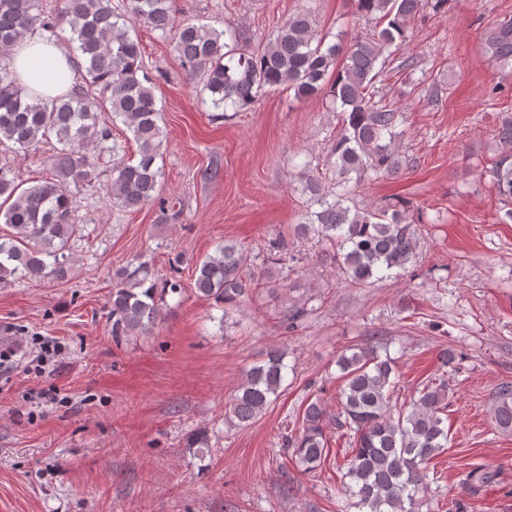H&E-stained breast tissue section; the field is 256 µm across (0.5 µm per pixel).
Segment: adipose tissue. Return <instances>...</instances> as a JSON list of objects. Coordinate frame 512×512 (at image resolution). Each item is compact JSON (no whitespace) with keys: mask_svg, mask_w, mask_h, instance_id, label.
<instances>
[{"mask_svg":"<svg viewBox=\"0 0 512 512\" xmlns=\"http://www.w3.org/2000/svg\"><path fill=\"white\" fill-rule=\"evenodd\" d=\"M9 68L35 96L49 99L67 92L76 79L75 60L61 43L29 33L9 54Z\"/></svg>","mask_w":512,"mask_h":512,"instance_id":"adipose-tissue-1","label":"adipose tissue"}]
</instances>
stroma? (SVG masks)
<instances>
[{
    "mask_svg": "<svg viewBox=\"0 0 512 512\" xmlns=\"http://www.w3.org/2000/svg\"><path fill=\"white\" fill-rule=\"evenodd\" d=\"M179 22L231 28L245 52L267 44L288 16L309 14L318 34L364 35L376 21L353 0H175ZM512 18V0H449L424 8L374 84L373 100L401 112L396 143L408 160L392 177H364L350 207L404 199L420 211L419 245L401 276L354 285L341 279L328 243L293 235L308 179H323L340 115L319 98L263 92L241 112L214 109L203 79L180 65L171 40L137 35L151 70L165 134L163 193L183 214L160 222L157 205L112 208L110 172L81 189L72 218L80 237L62 284L17 280L0 286V351L19 337L65 346L42 382L17 353L0 367V512H337L349 436L326 431L321 471L302 474L282 445L306 403L336 412V360L350 345H385L396 357L397 405L428 381L448 385V448L429 472L431 512H512V432L491 415L498 388L512 383V220L493 188L500 113L512 112V69L493 65L481 32ZM412 66H405V59ZM52 144L38 153L0 148V163L23 186L48 177ZM278 229L294 255L284 288L268 250ZM232 243L259 275L230 313L197 296L194 269ZM155 276L179 272L181 294L166 298L151 334L113 341V275L136 257ZM305 308L287 331L292 309ZM288 349L277 400L253 423L231 427L225 405L244 373L269 349ZM459 367L443 372L442 349ZM477 467L492 482L468 487Z\"/></svg>",
    "mask_w": 512,
    "mask_h": 512,
    "instance_id": "1",
    "label": "stroma"
}]
</instances>
